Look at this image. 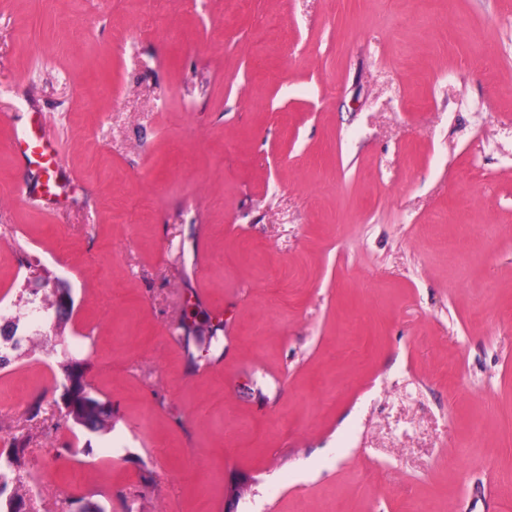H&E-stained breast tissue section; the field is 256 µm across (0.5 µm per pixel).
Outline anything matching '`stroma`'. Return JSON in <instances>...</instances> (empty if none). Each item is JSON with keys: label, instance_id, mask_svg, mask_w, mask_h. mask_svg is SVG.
Listing matches in <instances>:
<instances>
[{"label": "stroma", "instance_id": "1", "mask_svg": "<svg viewBox=\"0 0 512 512\" xmlns=\"http://www.w3.org/2000/svg\"><path fill=\"white\" fill-rule=\"evenodd\" d=\"M1 195L0 301L49 295L26 259L67 281L42 345L112 406L0 369L36 512H512V0H0ZM12 146L24 154L38 157L37 163L45 177L42 183V193L43 195L51 194L59 186L58 176L62 172V165L58 160L57 153L48 151L43 137L34 138L28 131H22L14 140ZM206 325L204 324H201V325H195L193 326V329L190 331L194 334V336H187V344H186V347H187V350H188V354L190 356V360L191 361H194L195 358H194V354L189 352V349H190V343H189V340H190V337H192V339L194 341H192L199 349H203L205 350L206 352H209L210 350H219L221 345H223V337L224 336H219L218 335V331H222L223 332V325L219 324V325H211L209 324L208 321L205 322ZM61 360L57 361L63 377L70 380L71 385L67 392V408H60L62 416L72 422L73 425L87 430L75 420L76 417H86L88 403L95 402L104 404L94 393L93 388L87 381L89 362L87 359L76 357L71 351H62L59 355ZM88 431V430H87Z\"/></svg>", "mask_w": 512, "mask_h": 512}]
</instances>
